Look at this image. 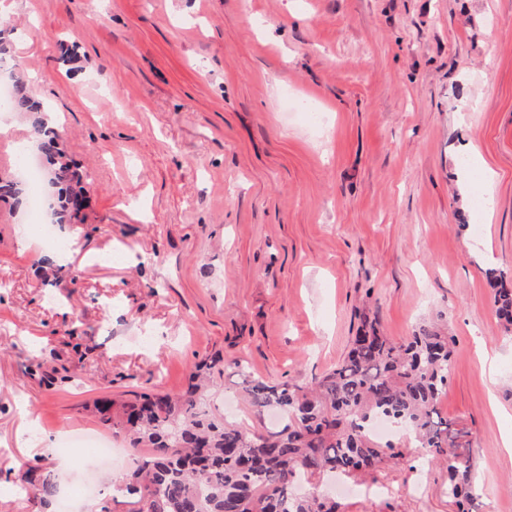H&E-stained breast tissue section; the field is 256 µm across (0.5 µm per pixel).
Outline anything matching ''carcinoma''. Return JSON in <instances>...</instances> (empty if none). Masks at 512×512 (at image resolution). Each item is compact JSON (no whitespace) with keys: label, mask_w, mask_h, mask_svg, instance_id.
Instances as JSON below:
<instances>
[{"label":"carcinoma","mask_w":512,"mask_h":512,"mask_svg":"<svg viewBox=\"0 0 512 512\" xmlns=\"http://www.w3.org/2000/svg\"><path fill=\"white\" fill-rule=\"evenodd\" d=\"M11 78L10 111L36 121L37 149L50 165L49 183L58 188L54 216L62 223L85 207L89 177L72 169L59 132L39 117L47 108L29 83L16 73ZM486 277L496 317L510 333L512 285L498 270ZM454 347L447 329L433 321L397 342L365 318L347 356L311 382L246 381L255 412L276 409L287 420L273 432H246L205 409L211 375L224 372L219 352L195 365L181 394L143 393L119 404L96 400L93 409L103 424L129 434L130 450L138 456L137 468L117 485L135 506L132 512H339L333 499L297 492L296 482L370 476L389 459H405L392 442L373 433L382 421L402 432L406 447L420 449L426 465L446 467L448 498L458 512H477L471 465L451 444L458 430L438 410L452 375ZM25 483L33 512H44L56 492L51 474L31 466Z\"/></svg>","instance_id":"1"}]
</instances>
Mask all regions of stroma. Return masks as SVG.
I'll return each instance as SVG.
<instances>
[{"label": "stroma", "mask_w": 512, "mask_h": 512, "mask_svg": "<svg viewBox=\"0 0 512 512\" xmlns=\"http://www.w3.org/2000/svg\"><path fill=\"white\" fill-rule=\"evenodd\" d=\"M5 61L37 75L92 179L62 252L0 201V512L27 466L79 483L53 436L122 433L95 399L186 389L213 353L310 382L358 313L400 341L447 324L439 404L480 512H512V335L487 269L512 278V0H0ZM83 69L66 74L59 41ZM0 175L31 122L10 113ZM215 376L209 409L274 428ZM448 474L387 462L340 512H454Z\"/></svg>", "instance_id": "stroma-1"}]
</instances>
